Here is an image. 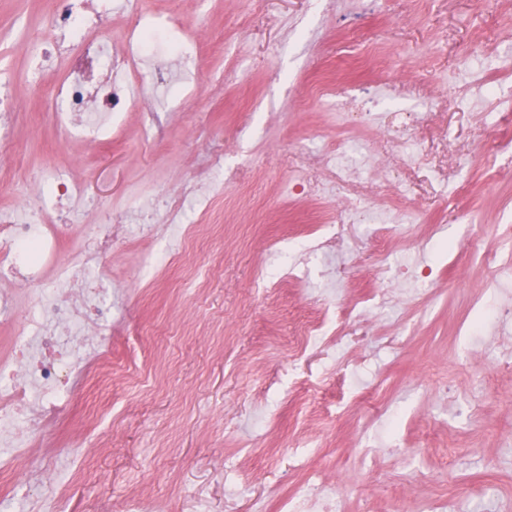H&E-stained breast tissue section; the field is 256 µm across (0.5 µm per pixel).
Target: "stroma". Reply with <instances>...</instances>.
Here are the masks:
<instances>
[{
  "label": "stroma",
  "instance_id": "stroma-1",
  "mask_svg": "<svg viewBox=\"0 0 512 512\" xmlns=\"http://www.w3.org/2000/svg\"><path fill=\"white\" fill-rule=\"evenodd\" d=\"M143 9L177 12L182 37L206 17L208 34L191 63L172 59L178 86L154 89L146 68L138 82L148 96L126 113L122 135L109 144L62 142L48 92L28 77L29 43L22 29L43 27L45 0H0V71L12 80L16 112L0 131V209L42 172L84 185L67 209L70 253L96 223L97 207L125 218L127 237L98 269L111 282L112 384L86 372L83 396L32 454L52 462L64 512H92L98 501L121 506L152 501L161 512H280L282 500L314 476L332 483L347 512H502L512 500V447L497 431L512 429V375L496 371L494 354L512 350V326L498 329L491 304L478 297L488 271L471 255L502 250L498 225L512 221V163L485 157L481 146L498 131L486 108L472 121L465 104L439 84L479 40L498 50L495 68L474 61V73L512 91V0H144ZM375 53L376 64L347 70V53ZM330 82L340 94L358 84L391 89L385 112L421 115L411 130L445 136L406 172L405 151L383 122L347 130L336 103L300 106L309 85ZM442 108L432 113L430 100ZM165 112L156 145L142 139L143 115ZM352 142L369 156L355 189L377 207L411 206L413 227L394 238V261L417 257L433 265L429 293L372 310L357 330L358 353L335 348L330 360L291 369L282 342L306 308L333 310L344 299L380 288L372 232L360 227L335 256L342 284L318 272L302 284L265 288L260 267L278 274L300 251L314 225L335 223L336 201L325 196L328 174L319 141ZM222 144L234 173L223 194L187 196L180 223L164 226L149 207L208 164ZM302 172L304 195L288 192ZM464 322L481 323L471 343L457 340ZM390 336L398 345H387ZM93 449L81 467L62 453L77 436ZM310 448L302 467L297 450ZM466 495H459V488Z\"/></svg>",
  "mask_w": 512,
  "mask_h": 512
}]
</instances>
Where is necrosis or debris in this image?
<instances>
[{"label":"necrosis or debris","instance_id":"obj_1","mask_svg":"<svg viewBox=\"0 0 512 512\" xmlns=\"http://www.w3.org/2000/svg\"><path fill=\"white\" fill-rule=\"evenodd\" d=\"M125 4L133 20L124 46L113 45L108 35L112 0H50L45 28L30 37L32 77H40L51 65L63 71L51 96L56 124L67 139L98 142L119 133L133 101L139 51L152 37L172 30L171 20L138 16V0ZM318 153L336 186V198L345 202L342 221L326 225L306 247L301 262L269 278V288L303 279L314 260L344 248L357 224L374 227L378 272L430 283L432 266L396 269L391 264L390 229L413 223L411 209L394 207L382 218L372 208L353 204L351 190L366 165L363 154L347 153L343 145L326 141L319 143ZM80 191L66 176L45 175L18 197L15 210L0 213V281L11 283L0 290V322L14 319L19 300L30 306L28 320L12 338L10 360L0 364V472L31 461L32 448L70 413L82 389L80 364L99 365L110 359L112 308L105 301L109 288L90 285L83 273L103 266L124 226L104 217L88 225L87 244L73 255L61 256V243L69 232L63 211ZM51 262L56 274L49 280L42 269ZM368 311L365 300L356 297L345 301L329 321L313 310L303 314L288 339L289 358L306 360L325 344L331 326L343 330L363 323Z\"/></svg>","mask_w":512,"mask_h":512}]
</instances>
